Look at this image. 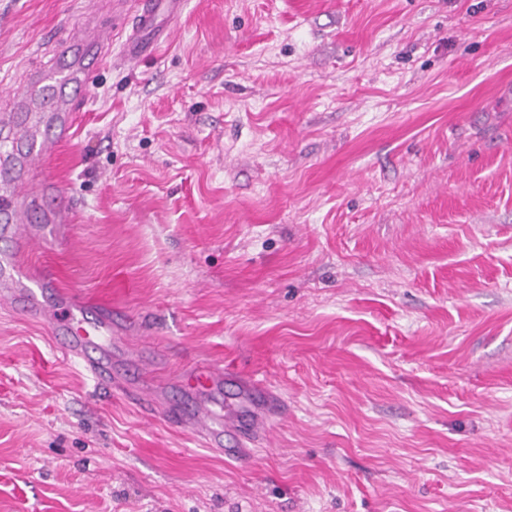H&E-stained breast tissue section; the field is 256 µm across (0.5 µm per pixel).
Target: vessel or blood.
I'll return each mask as SVG.
<instances>
[{
  "label": "vessel or blood",
  "mask_w": 512,
  "mask_h": 512,
  "mask_svg": "<svg viewBox=\"0 0 512 512\" xmlns=\"http://www.w3.org/2000/svg\"><path fill=\"white\" fill-rule=\"evenodd\" d=\"M185 0H131L128 12L115 18L111 27L102 29L82 22L67 41L55 43L54 57L43 69L30 73L23 89L11 94V107L0 110V133L26 143L30 163L54 156L70 143L77 114L86 106V91L99 65L111 59L113 40H120L125 61L137 62L153 55L157 45L167 40L183 10ZM40 98L46 114L47 132L34 137L25 122L24 112L33 98ZM47 186L20 181L14 194L0 196V218L11 223L12 233L21 251L41 247L66 234L72 222L74 204L57 202L41 226L32 225L30 212L43 199ZM0 304L30 320L44 322L62 330L61 351L66 358L81 361L86 372L101 385L121 382L142 408L158 406L159 394L139 388L135 377L118 373L112 362V309L94 300L63 296L53 275L31 279L20 259L8 255L0 259ZM236 383L239 390L258 401L262 415L281 413L282 402L268 385L241 382L230 367L199 365L177 377L176 386L189 395L221 393L225 382ZM166 419L199 438L213 452L239 457L236 448H225L223 435L232 431L243 444L255 443L260 417L223 405H197L189 409L168 408Z\"/></svg>",
  "instance_id": "b4317fda"
}]
</instances>
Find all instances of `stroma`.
Wrapping results in <instances>:
<instances>
[{"instance_id": "35a3bbf8", "label": "stroma", "mask_w": 512, "mask_h": 512, "mask_svg": "<svg viewBox=\"0 0 512 512\" xmlns=\"http://www.w3.org/2000/svg\"><path fill=\"white\" fill-rule=\"evenodd\" d=\"M104 0H0L18 88ZM23 255L106 295L145 387L288 403L218 456L0 309V512H512V0H187L102 67Z\"/></svg>"}]
</instances>
